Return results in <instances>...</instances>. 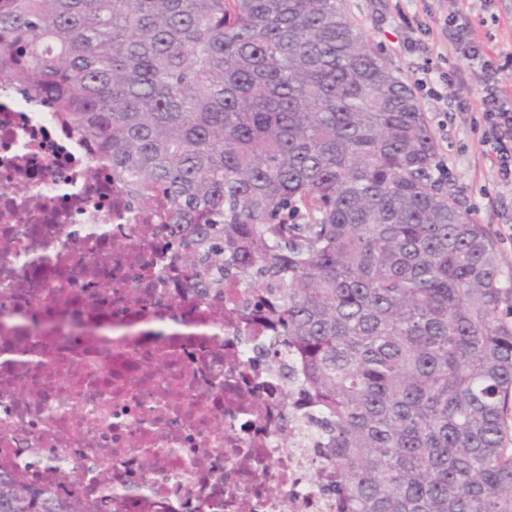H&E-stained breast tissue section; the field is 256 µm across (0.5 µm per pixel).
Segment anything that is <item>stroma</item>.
Wrapping results in <instances>:
<instances>
[{
    "mask_svg": "<svg viewBox=\"0 0 512 512\" xmlns=\"http://www.w3.org/2000/svg\"><path fill=\"white\" fill-rule=\"evenodd\" d=\"M349 12L370 45L398 75L416 84L424 73L447 74L438 96L419 104L438 146V158L448 166L443 187L462 210L492 230L501 255L504 278L512 279V183L501 181L484 156L483 130L476 82L460 55L442 53L448 37L446 15L458 11V0H345ZM467 97L470 109L453 111L454 96Z\"/></svg>",
    "mask_w": 512,
    "mask_h": 512,
    "instance_id": "obj_1",
    "label": "stroma"
}]
</instances>
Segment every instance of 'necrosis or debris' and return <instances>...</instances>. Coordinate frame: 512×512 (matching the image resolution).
<instances>
[{"label":"necrosis or debris","instance_id":"necrosis-or-debris-1","mask_svg":"<svg viewBox=\"0 0 512 512\" xmlns=\"http://www.w3.org/2000/svg\"><path fill=\"white\" fill-rule=\"evenodd\" d=\"M94 155L0 84V469L111 512H336L278 340L242 289L191 298Z\"/></svg>","mask_w":512,"mask_h":512}]
</instances>
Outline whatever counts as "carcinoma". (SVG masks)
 <instances>
[{"instance_id":"obj_1","label":"carcinoma","mask_w":512,"mask_h":512,"mask_svg":"<svg viewBox=\"0 0 512 512\" xmlns=\"http://www.w3.org/2000/svg\"><path fill=\"white\" fill-rule=\"evenodd\" d=\"M282 336L339 512H512L496 241L344 0H0V81ZM0 512H89L0 471Z\"/></svg>"}]
</instances>
